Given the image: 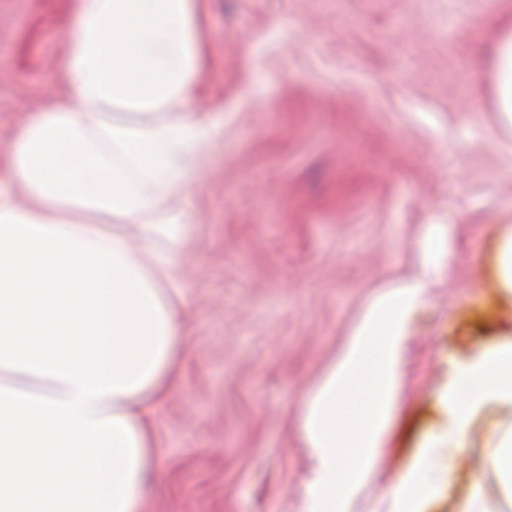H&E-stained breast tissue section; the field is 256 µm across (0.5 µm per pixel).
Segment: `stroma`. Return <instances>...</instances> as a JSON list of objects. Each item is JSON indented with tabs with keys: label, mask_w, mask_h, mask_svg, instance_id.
Instances as JSON below:
<instances>
[{
	"label": "stroma",
	"mask_w": 512,
	"mask_h": 512,
	"mask_svg": "<svg viewBox=\"0 0 512 512\" xmlns=\"http://www.w3.org/2000/svg\"><path fill=\"white\" fill-rule=\"evenodd\" d=\"M204 52L187 108L220 124L189 197L179 373L153 434L145 512H300L310 459L299 404L381 293L428 271L400 406L358 512H387L393 467L441 415L451 365L512 337L495 286L512 231V128L494 109L488 49L512 0H200ZM72 0H0V161L48 99ZM508 420L478 413L455 479L428 512H457ZM420 247L423 257L437 255L441 261H447L449 264L451 250L449 241L448 245L445 241L442 226L429 228L421 240Z\"/></svg>",
	"instance_id": "obj_1"
}]
</instances>
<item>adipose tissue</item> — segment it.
<instances>
[{"mask_svg":"<svg viewBox=\"0 0 512 512\" xmlns=\"http://www.w3.org/2000/svg\"><path fill=\"white\" fill-rule=\"evenodd\" d=\"M197 2L74 0L59 66L68 97L14 139L0 186V512L145 510L155 421L177 374L185 201L214 134L180 109L197 92ZM490 60L495 109L512 125V29ZM429 288L415 277L377 297L303 400L313 467L302 512H357ZM438 402L448 423L392 479L390 512H425L439 449L465 447L477 409L512 416V339L451 367ZM488 471L512 500V425L459 512H489Z\"/></svg>","mask_w":512,"mask_h":512,"instance_id":"1","label":"adipose tissue"}]
</instances>
